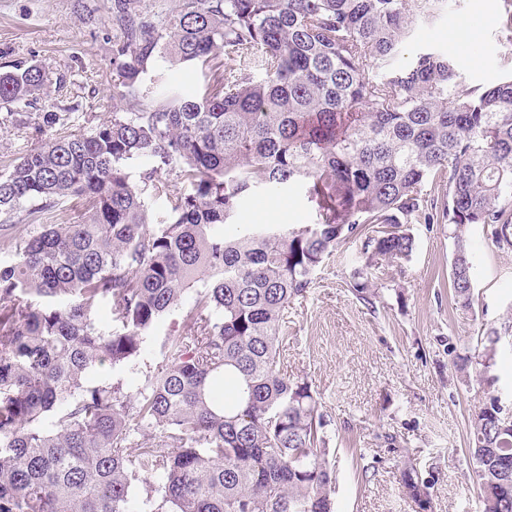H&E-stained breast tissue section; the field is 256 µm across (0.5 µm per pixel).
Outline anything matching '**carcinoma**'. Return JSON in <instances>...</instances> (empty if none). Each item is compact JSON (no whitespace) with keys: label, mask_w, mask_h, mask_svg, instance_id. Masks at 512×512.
I'll return each mask as SVG.
<instances>
[{"label":"carcinoma","mask_w":512,"mask_h":512,"mask_svg":"<svg viewBox=\"0 0 512 512\" xmlns=\"http://www.w3.org/2000/svg\"><path fill=\"white\" fill-rule=\"evenodd\" d=\"M439 2L112 0V118L0 174V512H333L317 393L279 367L288 304L369 224L393 231L365 237L368 268L408 258L415 221L453 227L465 307V227L512 247V61L497 82L466 85L438 49L404 58L415 19ZM161 62L209 70L204 93L163 84ZM62 82L38 62L0 73V132ZM171 173L190 192L171 193ZM430 181L446 182L441 199ZM300 183L319 199L313 223L238 229L246 196ZM149 196L168 200V219L150 222ZM69 197L76 224L14 221ZM352 288L375 305L364 270ZM176 307L184 329L164 341L165 364L133 390L94 381L134 363ZM499 340L489 329L460 369L486 373ZM495 401L472 414L469 453L481 512H512V425ZM403 484L420 496L414 467Z\"/></svg>","instance_id":"1"}]
</instances>
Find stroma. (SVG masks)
I'll return each mask as SVG.
<instances>
[{
  "mask_svg": "<svg viewBox=\"0 0 512 512\" xmlns=\"http://www.w3.org/2000/svg\"><path fill=\"white\" fill-rule=\"evenodd\" d=\"M111 0H0V71L31 61L67 76L63 93L39 99L36 112L80 109L66 133L82 134L111 117ZM486 0H444L436 23L416 22L414 43L453 56L468 83H491L512 57ZM28 127L0 136V173L52 136ZM318 205L306 186L241 204L243 224L311 223ZM407 260L386 263L370 282L375 306L352 292L364 262L362 241L342 243L317 270L306 296L290 303L280 343L283 367L312 384L336 463L335 512H479L480 485L468 448L471 416L486 396L512 403V248L495 247L480 224L467 226L473 304L450 285L454 240L445 224L413 227ZM502 331L488 378L459 371L489 329ZM427 486L420 500L402 485L405 464Z\"/></svg>",
  "mask_w": 512,
  "mask_h": 512,
  "instance_id": "obj_1",
  "label": "stroma"
}]
</instances>
